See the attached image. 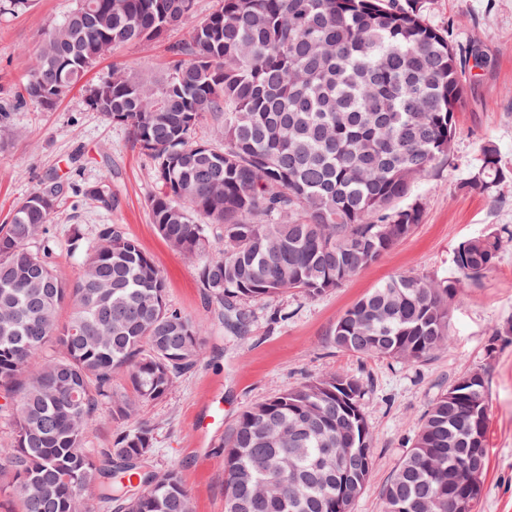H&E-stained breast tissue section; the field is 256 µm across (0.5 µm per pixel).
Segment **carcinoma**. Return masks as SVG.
Here are the masks:
<instances>
[{"label":"carcinoma","instance_id":"cac0c4a2","mask_svg":"<svg viewBox=\"0 0 512 512\" xmlns=\"http://www.w3.org/2000/svg\"><path fill=\"white\" fill-rule=\"evenodd\" d=\"M194 0H76L45 32L30 75L0 105V134L29 102L45 109L117 48L185 23ZM427 0H216L169 48L156 77L113 66L85 86L86 106L129 130L153 165L148 207L162 239L198 261L225 330L247 331L250 305L336 290L421 223L414 184L449 160L465 85L461 52L425 19ZM214 121L215 142L195 139ZM508 177L485 143L458 188L491 195ZM108 207L110 185L77 190ZM63 187L50 178L0 225V398L13 421L0 471L18 512H84L98 477L117 470L140 490L118 512H192L176 468L143 470L153 454L148 404L168 395L204 350L208 324L172 307L163 272L118 224L95 242L71 229L80 271L61 277L49 224ZM215 229L222 247L213 246ZM502 234L454 249V277L400 273L346 309L327 342L360 355L423 362L447 348L448 299L496 265ZM124 385L113 384L115 374ZM367 384L338 373L244 410L224 445V512H337L343 488L368 482ZM124 424L87 448L101 412ZM488 428L485 378L458 380L427 410L384 488V512H448L470 484L475 425ZM336 449L343 468L322 459Z\"/></svg>","mask_w":512,"mask_h":512}]
</instances>
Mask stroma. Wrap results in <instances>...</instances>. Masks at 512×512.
<instances>
[{
  "instance_id": "1",
  "label": "stroma",
  "mask_w": 512,
  "mask_h": 512,
  "mask_svg": "<svg viewBox=\"0 0 512 512\" xmlns=\"http://www.w3.org/2000/svg\"><path fill=\"white\" fill-rule=\"evenodd\" d=\"M186 26L148 44L118 48L86 75L97 82L122 65L160 75L169 47L185 38L215 0H194ZM75 0H31L22 13H0V97L26 81L45 31ZM427 22L460 49L466 98L457 114L453 157L419 180L412 194L425 210L415 232L378 261L322 297L291 292L255 304L248 331L232 336L202 287L196 261L171 250L155 230L148 198L156 188L150 160L128 131L87 109L80 89L53 109L27 104L13 114L14 133L0 138V224L50 176L85 186L110 173L112 207L75 205L65 194L53 219L55 265L66 278L79 272L68 250L72 225L93 239L96 225L120 224L149 253L167 280L170 304L209 324L197 365L146 418L155 451L148 471L177 466L194 512H224V441L246 408L305 380L332 373L368 384L363 399L372 434V471L352 512H383V488L410 448L420 420L449 386L471 370L484 371L490 403L489 453L482 493L471 512H512V239L504 238L495 269L466 283L450 301L449 346L421 363L363 357L329 347L326 332L377 284L402 271L448 275L462 241L512 228V178L494 196L459 191L467 163L494 143L512 171V0H428ZM504 331L493 338L494 328Z\"/></svg>"
}]
</instances>
